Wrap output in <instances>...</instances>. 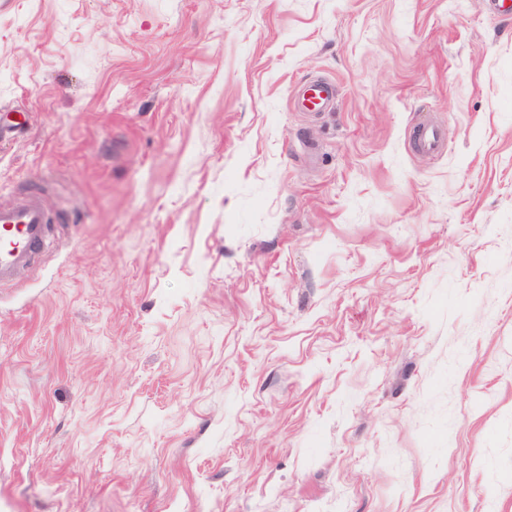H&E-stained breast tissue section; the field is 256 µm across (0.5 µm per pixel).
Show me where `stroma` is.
Instances as JSON below:
<instances>
[{
  "label": "stroma",
  "mask_w": 512,
  "mask_h": 512,
  "mask_svg": "<svg viewBox=\"0 0 512 512\" xmlns=\"http://www.w3.org/2000/svg\"><path fill=\"white\" fill-rule=\"evenodd\" d=\"M12 110L0 512H512V14L0 0ZM416 150L430 155H438L446 149L445 130L430 120H425L414 132ZM50 215L42 197L30 194L11 206L0 205V286L39 258L48 239Z\"/></svg>",
  "instance_id": "obj_1"
}]
</instances>
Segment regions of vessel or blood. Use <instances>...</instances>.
Listing matches in <instances>:
<instances>
[{
	"label": "vessel or blood",
	"mask_w": 512,
	"mask_h": 512,
	"mask_svg": "<svg viewBox=\"0 0 512 512\" xmlns=\"http://www.w3.org/2000/svg\"><path fill=\"white\" fill-rule=\"evenodd\" d=\"M416 150L430 155L447 146L444 129L426 120L414 132ZM50 215L40 195L30 194L11 206L0 205V284L12 282L18 270L31 266L48 239Z\"/></svg>",
	"instance_id": "vessel-or-blood-1"
}]
</instances>
